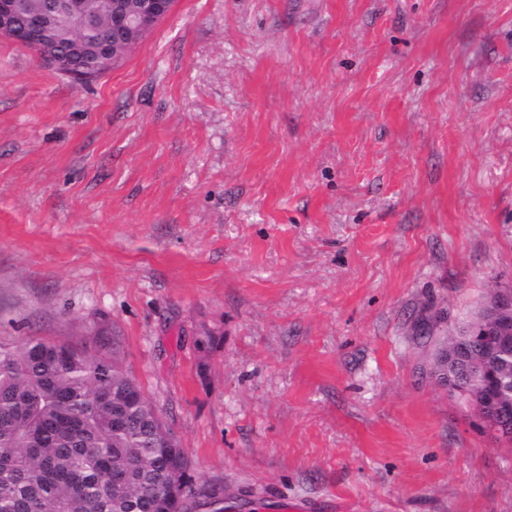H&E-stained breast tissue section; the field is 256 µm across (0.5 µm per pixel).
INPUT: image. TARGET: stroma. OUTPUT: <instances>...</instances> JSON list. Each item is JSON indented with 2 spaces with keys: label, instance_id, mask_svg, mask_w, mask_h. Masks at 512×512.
I'll use <instances>...</instances> for the list:
<instances>
[{
  "label": "stroma",
  "instance_id": "1",
  "mask_svg": "<svg viewBox=\"0 0 512 512\" xmlns=\"http://www.w3.org/2000/svg\"><path fill=\"white\" fill-rule=\"evenodd\" d=\"M512 286V0H175L82 87L0 38V342L104 320L224 512H512L416 337Z\"/></svg>",
  "mask_w": 512,
  "mask_h": 512
}]
</instances>
